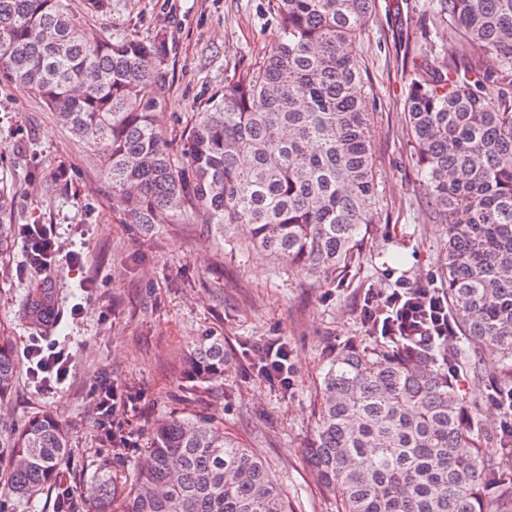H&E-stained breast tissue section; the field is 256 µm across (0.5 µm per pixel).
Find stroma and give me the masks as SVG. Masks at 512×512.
Returning <instances> with one entry per match:
<instances>
[{
    "label": "stroma",
    "instance_id": "1",
    "mask_svg": "<svg viewBox=\"0 0 512 512\" xmlns=\"http://www.w3.org/2000/svg\"><path fill=\"white\" fill-rule=\"evenodd\" d=\"M431 0H376V11L352 45L372 117L377 222L360 255L325 281L298 277L269 256L245 248L229 252L206 226L125 223L112 187L85 145L37 99L0 82V175L14 185L13 222L51 224L56 253L49 268L28 267L23 245L0 258V335L19 360L8 412L18 420L50 412L66 426L70 453L61 482L82 503L95 479L111 468L129 480L152 425L172 417H200L223 427L266 457L288 492V512H336L305 461L322 382L323 354L350 339H379L362 324L364 295L409 282L442 287L440 258L446 227L424 194L404 118L411 60L428 54L444 69L468 45L448 26H431ZM88 28L147 38L166 32L171 47L170 89L159 118L180 145L197 112L223 93L240 71L275 39L272 0H111L107 13L87 16ZM64 167L68 188L54 191L46 176ZM47 289L53 319L24 318L34 288ZM223 335L235 360L222 381L194 383L180 354L193 337ZM279 340L295 364L290 386L257 374L256 345ZM68 353L70 374L45 385L33 376L31 344ZM485 383H464L484 425L503 414L490 398L501 363L481 359ZM112 382L127 403L114 424L127 438L124 460L108 462L98 424L94 386Z\"/></svg>",
    "mask_w": 512,
    "mask_h": 512
}]
</instances>
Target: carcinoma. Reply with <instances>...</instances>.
Here are the masks:
<instances>
[{"label": "carcinoma", "instance_id": "carcinoma-1", "mask_svg": "<svg viewBox=\"0 0 512 512\" xmlns=\"http://www.w3.org/2000/svg\"><path fill=\"white\" fill-rule=\"evenodd\" d=\"M375 0H275L276 38L224 97L197 114L174 154L157 111L170 88L168 37L90 32L70 0H0V81L33 94L99 157L130 224L200 220L237 234L301 276L329 278L375 223L371 122L360 66L347 46ZM435 24L469 44L465 62L412 61L408 137L423 191L448 240L443 295L455 334L431 347L401 336L326 354L306 462L336 512H499L512 502V446L475 421L459 374L480 385L490 348L512 387V0H439ZM14 190L0 186V254L13 247ZM50 313L37 292L27 312ZM233 358L224 337L192 339L185 378L215 382ZM18 374L0 339V464L9 492L30 499L58 483L69 440L52 414L15 421ZM499 442L501 451L488 445ZM93 512H288L267 461L205 421L155 424L126 484L97 476Z\"/></svg>", "mask_w": 512, "mask_h": 512}]
</instances>
